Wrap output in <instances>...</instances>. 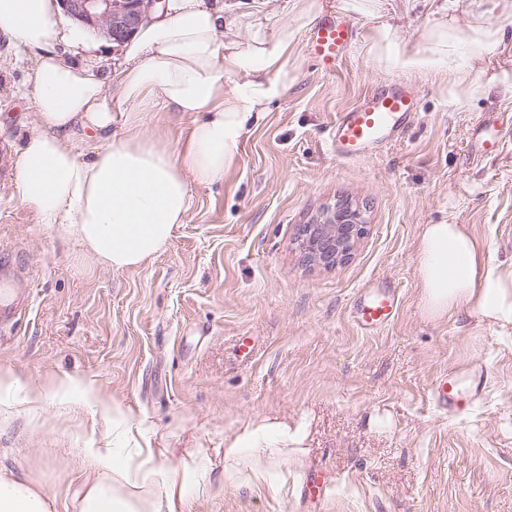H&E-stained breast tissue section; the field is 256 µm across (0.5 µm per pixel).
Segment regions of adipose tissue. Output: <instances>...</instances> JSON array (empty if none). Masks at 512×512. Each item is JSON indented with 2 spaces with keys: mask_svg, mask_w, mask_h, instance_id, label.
Here are the masks:
<instances>
[{
  "mask_svg": "<svg viewBox=\"0 0 512 512\" xmlns=\"http://www.w3.org/2000/svg\"><path fill=\"white\" fill-rule=\"evenodd\" d=\"M324 7V0H302L293 23L272 30L259 4L242 21L207 0H167L125 44L121 69L101 76L60 53L78 34L58 21V0H0V37L33 62L24 86L34 120L15 171L20 203L59 237L78 239L101 266L141 267L187 222L192 185L223 179L241 138L285 94L300 32ZM510 39L502 27L459 26L439 6L415 38L383 23L363 33L360 45L379 67L442 77L461 106L484 94L477 71ZM160 111L196 114L182 145L148 131ZM80 141L89 153L77 151ZM486 253L464 225L423 226L416 277L428 318L464 309L512 334V270ZM72 385L68 378L29 385L0 370V392L30 406ZM305 438L302 427L283 421H243L224 437V476L267 481ZM123 441L116 428L111 447L81 449L83 490L65 512H191L186 481L205 482L207 455L192 451L173 467L162 448L126 457ZM0 512L57 510L40 489L0 468Z\"/></svg>",
  "mask_w": 512,
  "mask_h": 512,
  "instance_id": "ef3b65f1",
  "label": "adipose tissue"
}]
</instances>
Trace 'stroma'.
<instances>
[{"label":"stroma","mask_w":512,"mask_h":512,"mask_svg":"<svg viewBox=\"0 0 512 512\" xmlns=\"http://www.w3.org/2000/svg\"><path fill=\"white\" fill-rule=\"evenodd\" d=\"M430 13L427 0H399L396 14L351 19L358 35L395 21L408 36ZM293 57L286 95L243 136L223 181L193 185L187 223L143 267L100 266L36 223L13 179L0 182V255L32 277L0 369L75 381L37 411L0 407V467L67 502L83 484L77 449L111 447L116 406L132 445L167 449L173 464L208 454L209 490L191 512H512V339L473 313L427 319L415 274L426 224L468 225L491 261L512 263V143L484 161L468 155L474 124L512 116V97L491 84L458 107L436 78L377 68L356 46L331 74L306 43ZM28 67L0 38V148L13 152L33 121ZM384 84L421 96L411 130L378 157L337 161L330 122ZM340 196L367 206L366 235L342 266L304 265L296 226ZM379 284L396 289L398 313L366 333L352 303ZM453 369L484 377L459 412L431 393ZM86 385L102 404L84 402ZM255 416L306 424L296 461L268 485L224 477L225 432Z\"/></svg>","instance_id":"1"}]
</instances>
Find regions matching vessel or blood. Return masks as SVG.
Returning <instances> with one entry per match:
<instances>
[{"label": "vessel or blood", "instance_id": "1", "mask_svg": "<svg viewBox=\"0 0 512 512\" xmlns=\"http://www.w3.org/2000/svg\"><path fill=\"white\" fill-rule=\"evenodd\" d=\"M351 37L349 18L333 16L323 19L309 35V55L323 72H334L346 55ZM420 106L419 95L406 88L365 93L350 108L339 112L335 123L329 127L331 153L341 161L379 155L389 145L403 139ZM511 131L497 115L485 116L477 128V140L471 149L473 158L500 151ZM17 269V264L10 259L0 258V333L21 319L30 301L29 289L10 285ZM398 306L395 289L367 292L361 294L353 309V317L361 329L372 333L392 322ZM433 396L436 403L445 408L463 404L461 385L451 374L439 378Z\"/></svg>", "mask_w": 512, "mask_h": 512}]
</instances>
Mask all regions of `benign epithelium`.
Wrapping results in <instances>:
<instances>
[{
	"label": "benign epithelium",
	"mask_w": 512,
	"mask_h": 512,
	"mask_svg": "<svg viewBox=\"0 0 512 512\" xmlns=\"http://www.w3.org/2000/svg\"><path fill=\"white\" fill-rule=\"evenodd\" d=\"M59 2L63 12L78 25L119 48L140 24L152 19L163 0ZM367 227L364 212L339 199L323 207L311 223L299 225L294 237L295 250L307 264L331 269L351 258Z\"/></svg>",
	"instance_id": "benign-epithelium-1"
}]
</instances>
